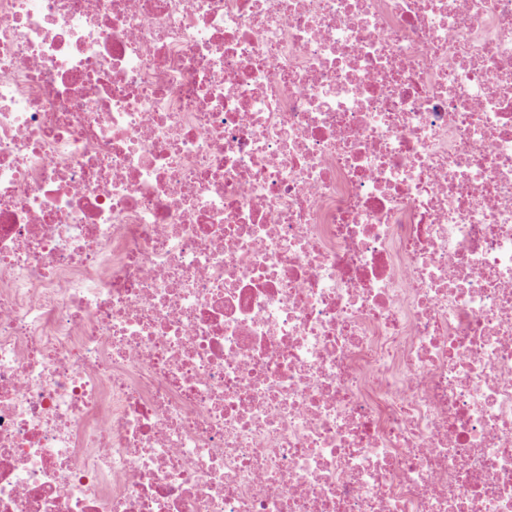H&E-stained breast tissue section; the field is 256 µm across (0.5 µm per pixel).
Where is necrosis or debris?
<instances>
[{"label": "necrosis or debris", "instance_id": "necrosis-or-debris-1", "mask_svg": "<svg viewBox=\"0 0 512 512\" xmlns=\"http://www.w3.org/2000/svg\"><path fill=\"white\" fill-rule=\"evenodd\" d=\"M0 512H512V0H0Z\"/></svg>", "mask_w": 512, "mask_h": 512}]
</instances>
